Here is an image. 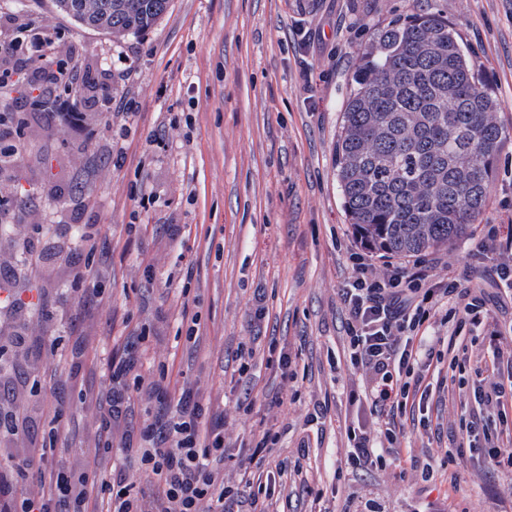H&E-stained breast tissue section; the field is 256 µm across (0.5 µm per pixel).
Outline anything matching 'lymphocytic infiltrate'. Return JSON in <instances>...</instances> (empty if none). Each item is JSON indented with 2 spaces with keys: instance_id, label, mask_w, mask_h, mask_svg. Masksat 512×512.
Here are the masks:
<instances>
[{
  "instance_id": "obj_1",
  "label": "lymphocytic infiltrate",
  "mask_w": 512,
  "mask_h": 512,
  "mask_svg": "<svg viewBox=\"0 0 512 512\" xmlns=\"http://www.w3.org/2000/svg\"><path fill=\"white\" fill-rule=\"evenodd\" d=\"M44 91L82 89L78 99L67 100L68 109L108 105L109 73L78 74L54 63L52 42L43 32L29 29L22 39L0 43V88L13 87L20 76ZM477 251L492 262L491 288L471 287L470 268L453 269L450 262L415 261L389 271H378L370 258L354 252L349 256L351 275L341 290L348 312L347 360L367 380L364 399L375 418L374 429L348 426L347 466L384 467L390 450L403 436L400 418L421 415L430 420L432 390L428 375L441 371L436 363L435 343L440 327L461 335L467 325L482 323L491 308L504 307L512 299V224L488 225ZM480 380L473 390L476 402L499 420L469 441L473 448H502V457L512 471V452L503 447L504 435L512 429V380ZM201 406L178 401L167 431L143 428L140 462L163 487L161 512H201L210 501V512H267L258 491L226 489L217 485V465L224 460V435L201 434ZM87 478L71 480L58 474L57 498H28L19 512H56L57 503H71L72 512H83Z\"/></svg>"
}]
</instances>
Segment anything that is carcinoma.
Returning a JSON list of instances; mask_svg holds the SVG:
<instances>
[{
  "mask_svg": "<svg viewBox=\"0 0 512 512\" xmlns=\"http://www.w3.org/2000/svg\"><path fill=\"white\" fill-rule=\"evenodd\" d=\"M169 0H54L77 24L136 35ZM336 141V179L360 241L391 257L450 248L487 203L504 139L499 104L448 21L390 22L363 47Z\"/></svg>",
  "mask_w": 512,
  "mask_h": 512,
  "instance_id": "carcinoma-1",
  "label": "carcinoma"
}]
</instances>
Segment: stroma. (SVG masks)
Returning a JSON list of instances; mask_svg holds the SVG:
<instances>
[{"mask_svg":"<svg viewBox=\"0 0 512 512\" xmlns=\"http://www.w3.org/2000/svg\"><path fill=\"white\" fill-rule=\"evenodd\" d=\"M412 13L447 19L499 100L507 138L486 208L434 252L485 285L475 246L485 225L512 224V0H169L121 40L51 0H0L1 39L41 29L56 62L108 71L112 97L70 126L27 86L0 106L17 149L0 166V501L48 494L50 467L18 475L47 448L71 476L133 484L158 512L138 431L187 395L224 432L225 486L267 484L269 512H512L492 449L446 457L463 433L456 399L434 402L429 427L406 421L385 468L344 465L346 421L372 418L343 352L339 292L359 241L336 141L362 47ZM128 354L115 418L111 365ZM271 425L279 442L255 455Z\"/></svg>","mask_w":512,"mask_h":512,"instance_id":"1","label":"stroma"}]
</instances>
